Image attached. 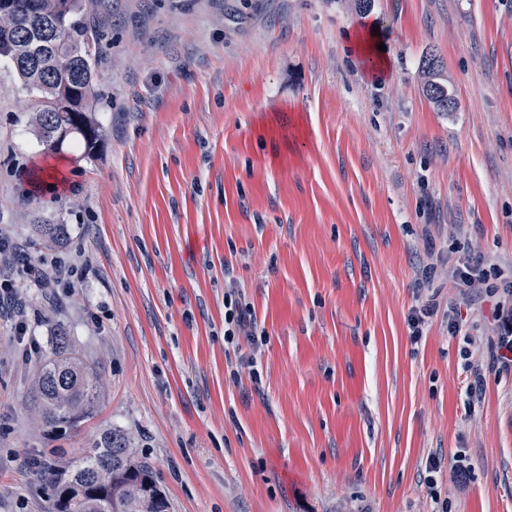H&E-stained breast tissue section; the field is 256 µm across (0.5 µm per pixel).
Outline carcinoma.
<instances>
[{
	"instance_id": "1",
	"label": "carcinoma",
	"mask_w": 512,
	"mask_h": 512,
	"mask_svg": "<svg viewBox=\"0 0 512 512\" xmlns=\"http://www.w3.org/2000/svg\"><path fill=\"white\" fill-rule=\"evenodd\" d=\"M9 4L15 31L0 34V59L9 61L26 89L35 94V125L44 150L58 152L74 136L83 139L86 153L99 146L93 117L95 65L103 55V38L86 21V0H0ZM65 19L60 36L80 46L68 58L56 55L42 37L41 25ZM440 61L423 60L427 98L440 112L453 98L439 81ZM37 231L51 245L65 241L66 224H39ZM55 347L39 370L35 401L46 431L72 430L94 408L100 379L97 371L73 349L65 328L54 329ZM36 475L53 492V512H170L158 476L144 457L133 451L131 439L119 429L105 432L82 458L65 469L37 460Z\"/></svg>"
}]
</instances>
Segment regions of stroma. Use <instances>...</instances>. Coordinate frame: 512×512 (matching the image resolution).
I'll return each mask as SVG.
<instances>
[{
    "label": "stroma",
    "instance_id": "stroma-1",
    "mask_svg": "<svg viewBox=\"0 0 512 512\" xmlns=\"http://www.w3.org/2000/svg\"><path fill=\"white\" fill-rule=\"evenodd\" d=\"M357 4L95 0L90 156L78 138L45 152L0 62V262L17 245L75 270L49 288L17 274L21 306L0 311V512H52L32 459L67 466L110 428L171 512H512V371H487L478 309L454 337L445 317L469 256L512 283V0ZM365 18L392 60L380 79L344 38ZM430 52L455 111L425 94ZM39 219L67 241L39 245ZM232 291L264 342L225 343ZM56 324L103 380L62 434L33 399Z\"/></svg>",
    "mask_w": 512,
    "mask_h": 512
}]
</instances>
